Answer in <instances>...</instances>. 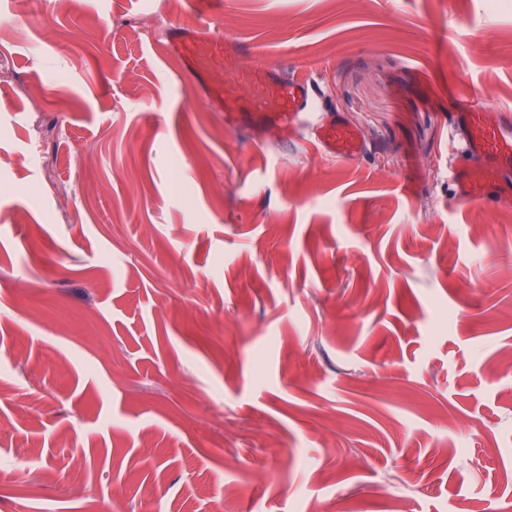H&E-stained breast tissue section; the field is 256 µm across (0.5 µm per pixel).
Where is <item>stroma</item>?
<instances>
[{
    "instance_id": "obj_1",
    "label": "stroma",
    "mask_w": 512,
    "mask_h": 512,
    "mask_svg": "<svg viewBox=\"0 0 512 512\" xmlns=\"http://www.w3.org/2000/svg\"><path fill=\"white\" fill-rule=\"evenodd\" d=\"M208 40L185 66L153 32ZM318 85L361 157L228 127L224 56ZM512 112V0H0V512L512 501V202L455 203ZM452 153L448 182L454 199L465 204L512 200V181L503 178L512 167V118L485 109L461 108L450 125ZM479 161L474 172L468 161Z\"/></svg>"
}]
</instances>
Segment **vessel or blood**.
<instances>
[{
    "label": "vessel or blood",
    "instance_id": "1",
    "mask_svg": "<svg viewBox=\"0 0 512 512\" xmlns=\"http://www.w3.org/2000/svg\"><path fill=\"white\" fill-rule=\"evenodd\" d=\"M233 88L222 99L224 121L238 126L250 122L260 128H279L296 137L310 132L323 153L336 159L360 156L363 146L340 120L309 110L314 91L310 79H287L269 68L243 69L232 75ZM246 95H238L236 85ZM452 153L448 181L457 202L484 204L512 200V181L502 173L512 167V117L493 110L461 108L451 125Z\"/></svg>",
    "mask_w": 512,
    "mask_h": 512
}]
</instances>
